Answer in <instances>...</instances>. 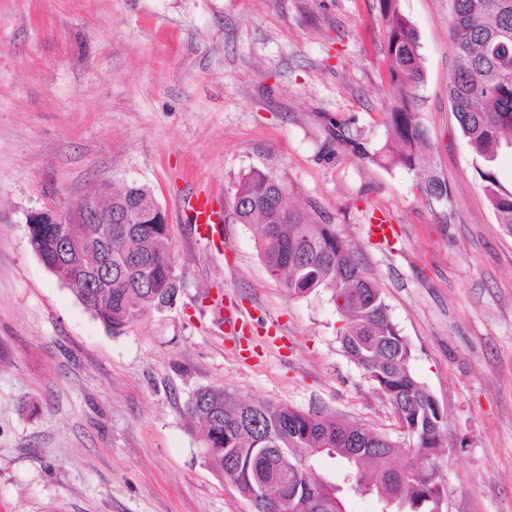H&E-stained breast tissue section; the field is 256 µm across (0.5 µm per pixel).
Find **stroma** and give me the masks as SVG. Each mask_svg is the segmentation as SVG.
<instances>
[{"instance_id": "stroma-1", "label": "stroma", "mask_w": 512, "mask_h": 512, "mask_svg": "<svg viewBox=\"0 0 512 512\" xmlns=\"http://www.w3.org/2000/svg\"><path fill=\"white\" fill-rule=\"evenodd\" d=\"M420 44L419 119L448 196L421 173L327 147L351 122L370 148L393 99L378 0H0V512H254L205 458L194 392L244 398L397 437L388 399L344 353L324 294L289 296L236 182L280 175L335 225L408 341L445 416V512H512V233L499 224L448 101L449 0H399ZM142 185L172 226V306L112 334L42 263L26 218L100 185ZM224 200V250L179 201ZM394 224V250L368 234ZM252 310L222 338L207 293Z\"/></svg>"}]
</instances>
